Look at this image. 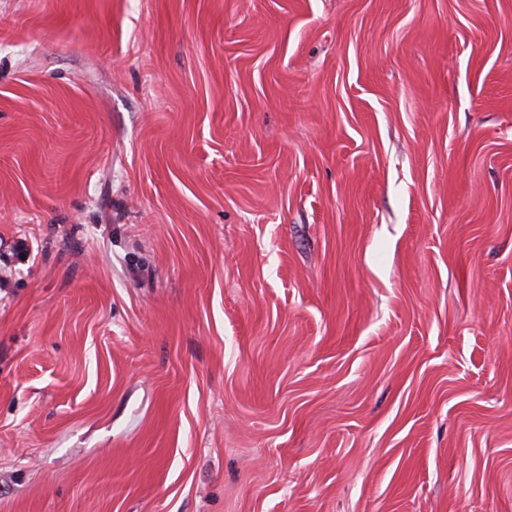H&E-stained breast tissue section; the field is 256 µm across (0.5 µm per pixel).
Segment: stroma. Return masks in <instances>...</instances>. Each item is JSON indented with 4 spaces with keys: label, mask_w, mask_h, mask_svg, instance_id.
Listing matches in <instances>:
<instances>
[{
    "label": "stroma",
    "mask_w": 512,
    "mask_h": 512,
    "mask_svg": "<svg viewBox=\"0 0 512 512\" xmlns=\"http://www.w3.org/2000/svg\"><path fill=\"white\" fill-rule=\"evenodd\" d=\"M0 512H512V0H0Z\"/></svg>",
    "instance_id": "35a3bbf8"
}]
</instances>
